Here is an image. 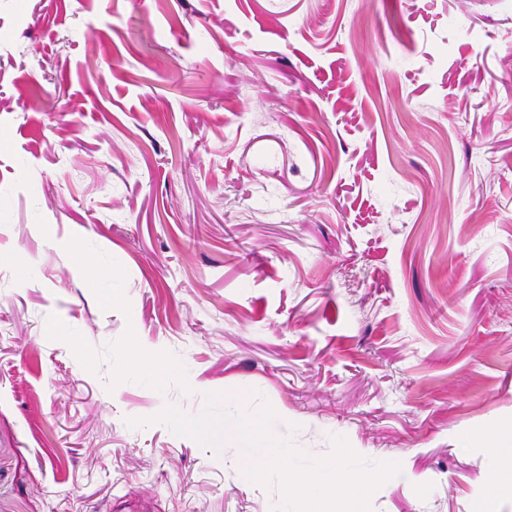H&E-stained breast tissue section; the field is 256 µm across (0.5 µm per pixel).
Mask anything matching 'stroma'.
I'll return each instance as SVG.
<instances>
[{
    "mask_svg": "<svg viewBox=\"0 0 512 512\" xmlns=\"http://www.w3.org/2000/svg\"><path fill=\"white\" fill-rule=\"evenodd\" d=\"M251 390L512 512V0H0V512H273L154 420ZM493 458L496 461V465L492 469V480H491V499H496L497 495L504 491L512 492V463L504 466L500 463L502 457L496 448L493 449Z\"/></svg>",
    "mask_w": 512,
    "mask_h": 512,
    "instance_id": "stroma-1",
    "label": "stroma"
}]
</instances>
